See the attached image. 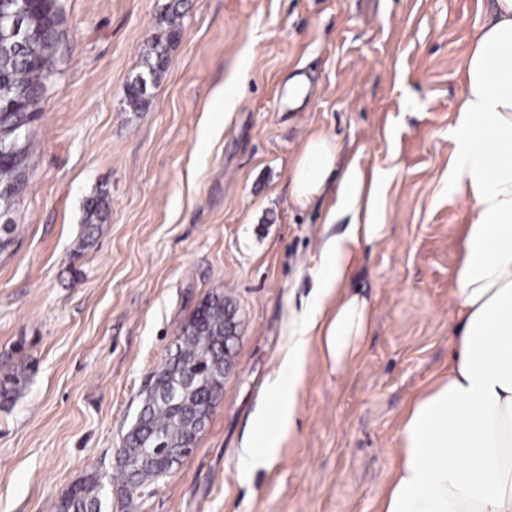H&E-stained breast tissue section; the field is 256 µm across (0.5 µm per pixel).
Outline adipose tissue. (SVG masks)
Listing matches in <instances>:
<instances>
[{
	"mask_svg": "<svg viewBox=\"0 0 512 512\" xmlns=\"http://www.w3.org/2000/svg\"><path fill=\"white\" fill-rule=\"evenodd\" d=\"M465 89L448 137V191L474 204L453 271L457 332L448 371L415 396L398 431V465L379 512H512V0H489L464 64ZM313 136L294 163L291 196L306 204L336 163ZM383 174L350 162L338 182L327 238L311 270L315 288L288 331V348L238 455L241 471L265 465L294 436L313 356L336 373L359 356L373 310L347 286L358 241L381 238Z\"/></svg>",
	"mask_w": 512,
	"mask_h": 512,
	"instance_id": "ef3b65f1",
	"label": "adipose tissue"
}]
</instances>
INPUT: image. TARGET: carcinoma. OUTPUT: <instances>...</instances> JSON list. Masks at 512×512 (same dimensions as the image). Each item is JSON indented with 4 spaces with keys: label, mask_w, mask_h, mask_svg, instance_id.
Wrapping results in <instances>:
<instances>
[{
    "label": "carcinoma",
    "mask_w": 512,
    "mask_h": 512,
    "mask_svg": "<svg viewBox=\"0 0 512 512\" xmlns=\"http://www.w3.org/2000/svg\"><path fill=\"white\" fill-rule=\"evenodd\" d=\"M182 17L180 3L170 4L165 14L166 32L153 37L143 49V71L126 88V104L130 110L138 112L148 106V84L156 83L165 71L169 51L179 37ZM58 37L59 23L51 21L41 25L35 37L0 48V103L17 92H27L31 112H39L38 104L44 97L47 85L45 65L52 64ZM11 119V127L0 129V140L14 144L17 151L25 154L26 130L31 120L24 112L13 114ZM27 182L28 175H20L12 162H0V189L12 187L19 193ZM108 215L106 198L98 195L86 205L85 223L103 224ZM223 333L224 292L216 289L205 296L182 327L181 337L176 339L154 374L156 382L165 385L178 397L186 392L194 400L213 404L220 398L213 381L220 377L219 369L224 364ZM144 402L149 407L144 410L142 422L127 434L124 449L150 448L159 443L162 451L148 457L135 474L122 469L127 493L131 497L150 488L175 468L169 460L170 446L182 443L187 448H193L198 439L196 435L186 439L178 412L169 403L158 401L152 404L148 393ZM100 487V476H90L56 505L55 512H94L95 508L101 506Z\"/></svg>",
    "instance_id": "obj_1"
}]
</instances>
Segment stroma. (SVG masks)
I'll return each instance as SVG.
<instances>
[{
	"instance_id": "obj_1",
	"label": "stroma",
	"mask_w": 512,
	"mask_h": 512,
	"mask_svg": "<svg viewBox=\"0 0 512 512\" xmlns=\"http://www.w3.org/2000/svg\"><path fill=\"white\" fill-rule=\"evenodd\" d=\"M170 0H58L51 87L26 136L30 182L0 252V512H54L89 474L102 512H378L409 402L448 370L452 274L473 204L448 193L465 59L487 0H183L148 107L126 108ZM236 81L232 108L215 91ZM336 172L290 195L307 139ZM387 179L382 238L360 242L351 287L373 304L357 361H312L298 429L243 477L238 451L288 322L315 282L339 175ZM107 197L88 232L84 207ZM238 321L224 395L193 452L126 498L118 462L141 393L207 293Z\"/></svg>"
}]
</instances>
